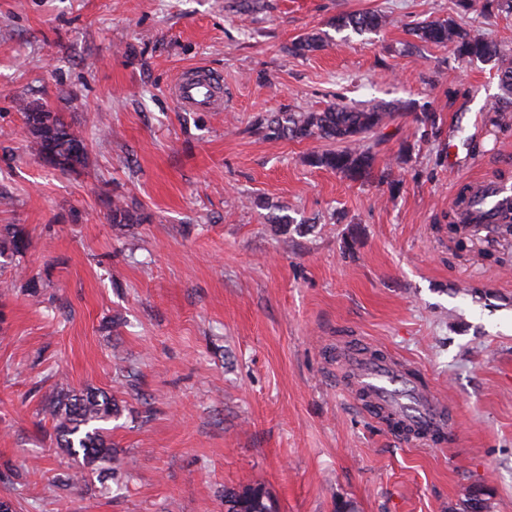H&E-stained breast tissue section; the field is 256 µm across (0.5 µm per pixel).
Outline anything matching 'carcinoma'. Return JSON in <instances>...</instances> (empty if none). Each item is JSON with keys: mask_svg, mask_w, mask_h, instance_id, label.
<instances>
[{"mask_svg": "<svg viewBox=\"0 0 512 512\" xmlns=\"http://www.w3.org/2000/svg\"><path fill=\"white\" fill-rule=\"evenodd\" d=\"M385 23L378 14H349L336 17L337 29L350 28L361 34ZM422 41L437 45L451 44L457 56L465 60L495 61L499 67L501 88L512 97V61L500 46L452 22H422L415 29ZM323 47V39L308 34L292 44L293 52L303 55ZM390 113L383 107L351 109L332 105L323 112H277L260 116L255 123L257 132L268 138H311L332 141L338 148L309 156L315 166L336 171L352 181H363L371 173L375 158L366 140L385 125ZM35 139L36 155L50 166L68 172L85 164L86 144L73 126L56 113L45 112V122L30 129ZM112 223L132 224L138 221L125 203L112 202ZM28 248L22 230L11 224L0 231V257L21 255ZM49 408L56 420L58 445L68 454L80 456L83 466L90 467L117 462L112 443L104 435L99 422H107L119 411L112 394L102 390L74 393L60 389L49 397ZM467 512H489V505L479 489L469 491ZM224 512H275L269 493L258 486L224 491Z\"/></svg>", "mask_w": 512, "mask_h": 512, "instance_id": "obj_1", "label": "carcinoma"}]
</instances>
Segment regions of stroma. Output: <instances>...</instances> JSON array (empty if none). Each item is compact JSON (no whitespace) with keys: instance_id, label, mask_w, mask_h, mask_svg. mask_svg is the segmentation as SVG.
I'll use <instances>...</instances> for the list:
<instances>
[{"instance_id":"stroma-1","label":"stroma","mask_w":512,"mask_h":512,"mask_svg":"<svg viewBox=\"0 0 512 512\" xmlns=\"http://www.w3.org/2000/svg\"><path fill=\"white\" fill-rule=\"evenodd\" d=\"M363 12L388 21L333 29ZM450 19L512 59V16L454 0H0V227L29 243L0 263V500L224 512L225 490L259 484L277 512H463L480 487L512 512V238L448 227L473 178L512 184V112L489 109L493 62L413 33ZM312 31L323 48L290 52ZM193 65L223 77V111L173 99ZM29 102L82 134L83 167L38 158ZM332 103L390 112L368 180L309 165L329 142L252 127ZM116 199L141 223H113ZM351 338L456 407L451 446L406 445L359 409L337 366ZM60 388L116 397L119 477L54 486L78 468L56 445Z\"/></svg>"}]
</instances>
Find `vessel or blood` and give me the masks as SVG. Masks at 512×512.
<instances>
[{"label":"vessel or blood","instance_id":"vessel-or-blood-1","mask_svg":"<svg viewBox=\"0 0 512 512\" xmlns=\"http://www.w3.org/2000/svg\"><path fill=\"white\" fill-rule=\"evenodd\" d=\"M172 95L187 111L224 109L222 80L201 66L184 70L172 85ZM506 215L512 216V185L496 179L475 182L466 222L490 227ZM342 361L347 389L392 436L428 448L448 445L454 408L436 397L415 370L391 355L373 356L359 345L346 349Z\"/></svg>","mask_w":512,"mask_h":512}]
</instances>
